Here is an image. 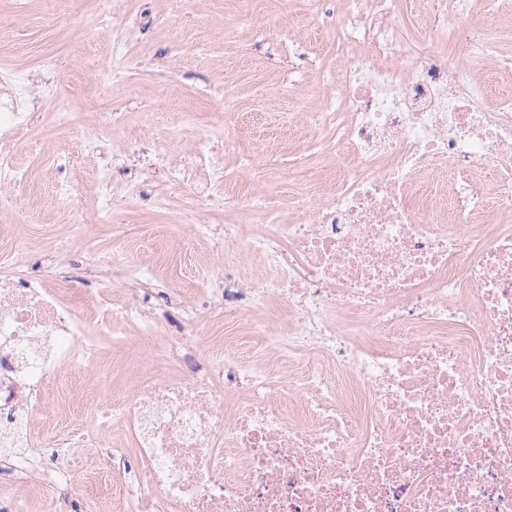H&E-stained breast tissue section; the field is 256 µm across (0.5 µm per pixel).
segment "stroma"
Listing matches in <instances>:
<instances>
[{
    "label": "stroma",
    "mask_w": 512,
    "mask_h": 512,
    "mask_svg": "<svg viewBox=\"0 0 512 512\" xmlns=\"http://www.w3.org/2000/svg\"><path fill=\"white\" fill-rule=\"evenodd\" d=\"M52 0H0V15L12 19L11 38L0 43V71L35 70L47 60L57 63V89L68 110L80 119L105 123L108 113H125L122 137L151 139L142 125L152 114L157 127H174L177 139L192 142L210 124H222L237 140L223 153L225 182L222 206L211 214L215 225L236 224L243 196H252L253 224L269 216L286 215L301 193L296 177L271 183L273 170L293 169L304 157L294 141L270 140L272 127L304 128L308 102L305 91L333 84L339 66L336 55V0H134L128 27L135 68L116 72L112 60L110 10L112 0H71L79 27L51 13ZM398 18L420 51H454L457 38L435 29L430 0H397ZM474 14L493 12L491 39L498 46V63L479 66L477 82L487 89L486 105L512 94V0H467ZM236 101L224 105L225 88ZM38 145L23 149L21 163L30 180L18 194L21 204L37 206L38 224H18L0 234V248L16 242L34 246L51 239L61 256L82 261L92 257L104 268L121 259L147 262L155 268L162 289L205 284L214 257L208 241L185 246L174 236L182 221L180 193L154 180L150 189L163 199L162 208L130 202L117 207L111 219L91 224L86 237L75 238L63 222L62 207L52 197L58 178L54 159L74 153L69 176L77 186L76 204L93 213L95 180L114 138L78 144L51 119L38 120L32 133ZM104 346L101 374L62 369L64 385L49 391L48 416L38 418L32 434L42 439L56 422L82 427L87 413L103 415L115 393L133 380V359L117 337Z\"/></svg>",
    "instance_id": "1"
}]
</instances>
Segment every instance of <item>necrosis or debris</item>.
<instances>
[{
  "mask_svg": "<svg viewBox=\"0 0 512 512\" xmlns=\"http://www.w3.org/2000/svg\"><path fill=\"white\" fill-rule=\"evenodd\" d=\"M342 70L321 118L336 178L311 180L303 220L213 233L224 190L210 134L154 145L166 183L188 195L182 230L213 238L224 267L201 289L175 288L155 312L137 284L151 266L113 263L89 318L72 280L0 273V512H19L17 472L52 489L41 512H68L77 489L71 440L35 465L31 427L63 364L96 366L113 328L137 329L139 374L86 432L99 464L88 485L123 473L114 512H512V234L472 223L487 206L512 214V96L487 108L473 65L495 62L479 18L435 0L462 55L415 56L395 0H341ZM50 78L0 74V218L28 182L17 154ZM493 170L448 221V195H419L437 170ZM148 202L142 181L96 177V210ZM231 336L212 335V316ZM257 339L256 355L238 348Z\"/></svg>",
  "mask_w": 512,
  "mask_h": 512,
  "instance_id": "obj_1",
  "label": "necrosis or debris"
}]
</instances>
